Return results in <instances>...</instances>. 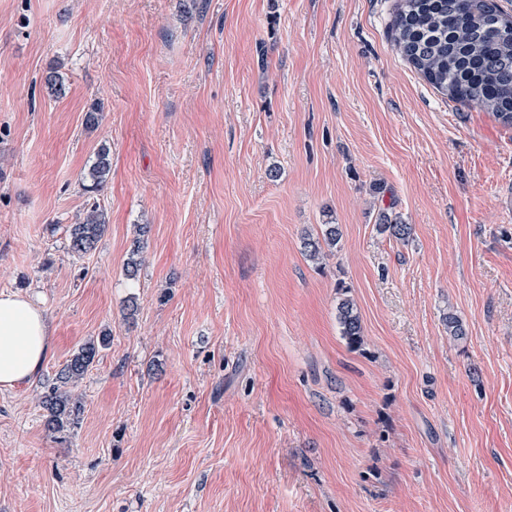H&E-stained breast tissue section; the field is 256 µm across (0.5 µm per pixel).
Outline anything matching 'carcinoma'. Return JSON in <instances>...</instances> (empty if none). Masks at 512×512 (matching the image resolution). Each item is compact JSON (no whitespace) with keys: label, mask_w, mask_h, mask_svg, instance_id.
<instances>
[{"label":"carcinoma","mask_w":512,"mask_h":512,"mask_svg":"<svg viewBox=\"0 0 512 512\" xmlns=\"http://www.w3.org/2000/svg\"><path fill=\"white\" fill-rule=\"evenodd\" d=\"M394 41L403 56L436 89L453 100H461L493 113L504 125L512 126V16L491 0H400L394 21ZM112 168L110 148L103 145L89 170L90 192L105 186ZM378 230L397 240L410 234L388 214L379 216ZM106 231V216L99 203L87 204L83 221L68 228V250L84 256L97 247ZM147 226L138 227V237L125 265L134 278L141 266ZM341 238L337 224H326L322 238L302 237L303 253L313 260L334 249ZM348 287L339 286L337 319L341 336L352 350L360 349L365 336L360 315L346 297ZM111 336L79 347L59 371L56 383L42 397L47 412L45 425L53 433L66 431L83 412L82 399L72 387L83 378L100 352L110 346Z\"/></svg>","instance_id":"cac0c4a2"}]
</instances>
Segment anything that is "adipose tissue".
Listing matches in <instances>:
<instances>
[{"mask_svg": "<svg viewBox=\"0 0 512 512\" xmlns=\"http://www.w3.org/2000/svg\"><path fill=\"white\" fill-rule=\"evenodd\" d=\"M52 336L49 318L37 302L0 292V387L36 376L50 354Z\"/></svg>", "mask_w": 512, "mask_h": 512, "instance_id": "ef3b65f1", "label": "adipose tissue"}]
</instances>
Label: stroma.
<instances>
[{
    "label": "stroma",
    "mask_w": 512,
    "mask_h": 512,
    "mask_svg": "<svg viewBox=\"0 0 512 512\" xmlns=\"http://www.w3.org/2000/svg\"><path fill=\"white\" fill-rule=\"evenodd\" d=\"M396 4L0 0V291L53 327L0 388V512H512V126L403 59ZM105 333L49 432L45 383ZM112 168V155L110 148L103 145L97 153L95 161L89 170L91 185L86 188L90 192H100L105 186ZM106 231V216L95 200L87 204L82 222L68 228V250L73 256H84L97 247ZM322 230V241L314 238L312 234H305L302 237L303 253L313 260H320L325 256L324 246L331 251L336 248L341 238L339 225L325 224ZM348 287L339 286L337 319L341 328V336L351 350L360 349L365 343V336L360 315L353 301L346 296Z\"/></svg>",
    "instance_id": "stroma-1"
}]
</instances>
